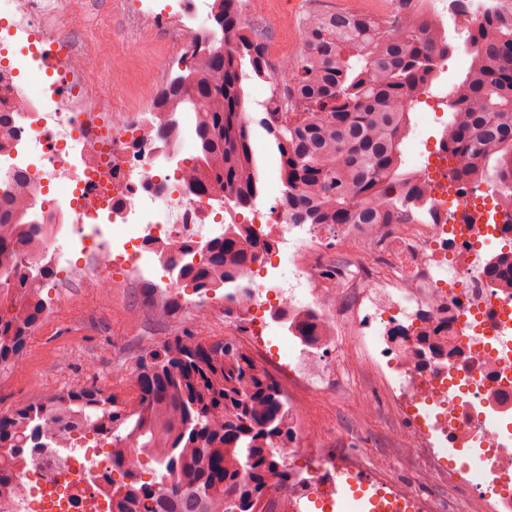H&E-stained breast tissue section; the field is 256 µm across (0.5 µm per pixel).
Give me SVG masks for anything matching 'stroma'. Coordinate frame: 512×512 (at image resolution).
Segmentation results:
<instances>
[{
  "instance_id": "obj_1",
  "label": "stroma",
  "mask_w": 512,
  "mask_h": 512,
  "mask_svg": "<svg viewBox=\"0 0 512 512\" xmlns=\"http://www.w3.org/2000/svg\"><path fill=\"white\" fill-rule=\"evenodd\" d=\"M267 10L258 28L271 52L297 54L300 20L306 0H266ZM127 0H55L48 26L71 34L80 49L98 60V81L93 97L113 92L116 112H148L153 91L177 76L183 62L176 55L177 29L155 32L154 22L128 12ZM271 89L258 79L244 86L246 110L252 120L255 151L263 170L278 174L280 158L260 127L265 108L257 88ZM41 296L47 308L20 356L0 367V416L21 407L33 389L54 394L76 384L94 386L121 398H131L141 357L176 336L224 338L223 315L208 316L197 309L192 289L168 294V316L154 313L157 301L148 285L118 280L94 293L62 285L59 275L46 281ZM353 379L363 396L354 401L333 395L306 398L314 427L328 435L345 431L365 445L364 458L377 466L395 454L396 416L384 402L374 376L354 367ZM376 411H369V401Z\"/></svg>"
}]
</instances>
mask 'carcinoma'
<instances>
[{
    "label": "carcinoma",
    "mask_w": 512,
    "mask_h": 512,
    "mask_svg": "<svg viewBox=\"0 0 512 512\" xmlns=\"http://www.w3.org/2000/svg\"><path fill=\"white\" fill-rule=\"evenodd\" d=\"M212 28L198 37L203 63H185L157 98L158 112H190L198 143V193L217 191L251 209L263 192L245 112L244 85L268 72L264 45L245 23L242 0H215ZM475 69L448 93V154L453 177L492 183L512 206V28L489 17L470 22ZM302 47L283 71L282 103L289 120L268 112L260 125L279 153L282 204L291 224H396L425 205L417 173L403 168L400 145L411 128L408 102L435 79L437 60L454 51L446 30L419 8L393 20L329 8L301 19ZM37 203L16 209L0 194V366L13 362L37 327L45 302L29 238L42 229ZM261 234L224 225L198 256L182 245L163 256L182 286L224 289L233 312L241 272L268 253ZM287 331L313 327L288 314ZM137 399L123 404L93 386H73L0 416V491L11 488L14 452L43 437L92 431L111 440L112 468L128 472L130 441L160 471L155 486L112 484V512H255L257 502L288 468L278 467L290 441L288 402L235 340L177 336L146 354L135 377Z\"/></svg>",
    "instance_id": "cac0c4a2"
}]
</instances>
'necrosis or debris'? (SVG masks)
<instances>
[{
  "label": "necrosis or debris",
  "instance_id": "1",
  "mask_svg": "<svg viewBox=\"0 0 512 512\" xmlns=\"http://www.w3.org/2000/svg\"><path fill=\"white\" fill-rule=\"evenodd\" d=\"M210 6L211 0H190L186 8L175 0H133L131 9L179 23L192 39L197 19ZM422 8L463 40L469 22L488 14L512 25V0H424ZM0 9L9 18L0 38L22 46L19 62L28 73L17 87L12 69L0 68V83L11 87L19 139L18 147L0 154V189L22 206L57 188L43 212L54 227L42 240L41 262L58 265L54 245L62 231L85 258L65 283L92 291L117 272L138 280L157 276L174 288L171 274L157 272L160 251L224 231L208 195L186 188L192 149L184 134L191 115L176 114L182 136L170 143L152 134L149 119L137 113L99 111L82 93L96 74V59L47 28L52 5L0 0ZM52 56L59 64L49 82L43 73ZM419 166L429 195L425 218L413 224H376L357 232L292 224L272 188L251 216H232L235 224L278 229L280 242L279 255L261 257L244 273L250 294L239 329L262 341L265 314L280 285H288L281 310L309 318L319 331L307 344L296 336L282 341L290 390L354 395L344 351L353 345L402 421L396 447L420 449L427 474H449L448 494L426 496L370 471L352 436H344L343 447H323L299 429V409L292 404L286 460L303 462L305 473L277 490L274 512H304L316 501L334 512L340 474L369 478L410 512H512V288L486 273L493 262L511 265L512 251L481 255L502 237L507 211L495 204L491 184L448 180L444 146L425 144ZM17 169L27 172V180L15 181ZM433 321L447 324L448 333L427 346L419 335ZM398 327L403 335H395ZM71 441L76 448L61 462L47 451L26 453V466L14 472L16 512L44 506L51 490L58 494L53 512H112L111 448L89 445L78 434ZM454 456L464 466L446 470Z\"/></svg>",
  "mask_w": 512,
  "mask_h": 512
}]
</instances>
